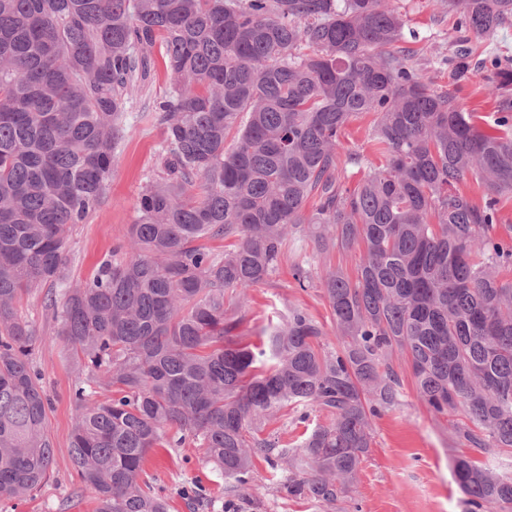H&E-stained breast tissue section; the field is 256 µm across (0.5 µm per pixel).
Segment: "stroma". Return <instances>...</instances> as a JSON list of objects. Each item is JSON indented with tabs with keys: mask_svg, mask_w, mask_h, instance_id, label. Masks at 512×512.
Masks as SVG:
<instances>
[{
	"mask_svg": "<svg viewBox=\"0 0 512 512\" xmlns=\"http://www.w3.org/2000/svg\"><path fill=\"white\" fill-rule=\"evenodd\" d=\"M398 4L407 30L416 35L409 43L415 52L414 63L426 69L435 87L452 88L462 111L475 113L484 132L495 133L496 115L486 85V70L475 64L458 82L448 77L450 68L445 60L453 55L457 34L444 0H398ZM169 86L170 77L159 64L129 96V132L116 153L109 201L86 223L72 228V281L91 278L100 262L111 256L134 219L144 182L161 172L158 154L163 129L154 120L153 109ZM291 264V259H284L277 275L250 290L238 329L245 343L258 346L265 342L269 321L287 315L292 306L302 307L319 322L328 323V306L321 289L298 288L290 274ZM19 312L40 328L41 341L34 360L51 400L48 426L54 464L47 484L26 498L0 501V512H92L90 495H73L79 485L70 459L75 423L70 398L76 377L74 365L41 299H23ZM391 364L400 378V404L374 418L373 445L353 491L337 505L336 512H464L465 496L455 480L453 462L467 448L451 438L445 419L435 417L418 401L405 360L396 355ZM253 470L251 490L240 492L234 500L237 512H327L326 506L314 500L280 493L278 487L286 473L272 469L263 458H255ZM145 478L167 498L169 512H188L182 491L192 485L206 491V512H224L229 500L227 481L204 464L201 449L190 444L153 449L145 464Z\"/></svg>",
	"mask_w": 512,
	"mask_h": 512,
	"instance_id": "obj_1",
	"label": "stroma"
}]
</instances>
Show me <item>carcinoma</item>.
<instances>
[{"mask_svg":"<svg viewBox=\"0 0 512 512\" xmlns=\"http://www.w3.org/2000/svg\"><path fill=\"white\" fill-rule=\"evenodd\" d=\"M447 8L477 37L512 24V0ZM405 27L391 0H0L1 501L53 472L40 334L17 309L43 294L76 365L71 462L93 512H168L143 465L188 441L233 491L261 456L288 471L289 496L336 506L373 418L399 404L395 352L469 449L454 462L466 512H512V475L483 461L512 455V59H491L489 135L412 63ZM156 51L171 76L155 106L163 176L74 283L70 228L108 201L128 95ZM365 113L376 160L341 158ZM348 164L365 169L354 188ZM468 175L483 202L458 187ZM306 239L360 248L356 277L298 255L292 277L318 279L331 329L291 307L254 350L239 309ZM307 408L328 423L299 444L263 435Z\"/></svg>","mask_w":512,"mask_h":512,"instance_id":"1","label":"carcinoma"}]
</instances>
